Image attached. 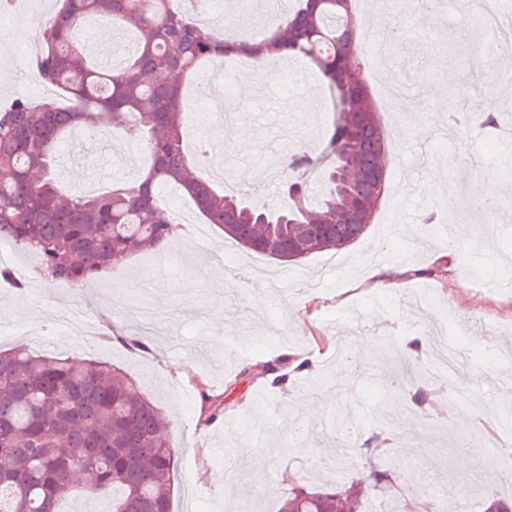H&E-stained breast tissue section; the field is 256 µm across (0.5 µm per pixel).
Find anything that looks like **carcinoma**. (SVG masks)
I'll list each match as a JSON object with an SVG mask.
<instances>
[{
	"instance_id": "cac0c4a2",
	"label": "carcinoma",
	"mask_w": 512,
	"mask_h": 512,
	"mask_svg": "<svg viewBox=\"0 0 512 512\" xmlns=\"http://www.w3.org/2000/svg\"><path fill=\"white\" fill-rule=\"evenodd\" d=\"M352 2L300 0L263 40L250 42L229 36L228 24L200 23L174 0H62L42 23V49L32 65L73 106L47 97L18 98L0 108V239L33 250L48 285L74 288L131 254L150 261L164 249L176 229L157 193L165 184L186 189L207 223L271 258L296 245L314 253L359 239L387 194V182L378 191L371 178L383 171L386 133L380 122L361 119L375 106ZM90 19L135 32L132 55L120 67L104 70L88 58L79 29ZM229 56L257 64L300 56L336 95L341 115L327 150L333 155L342 144L343 181L326 178L322 199L290 193L285 202H253L224 193L198 173L207 143L189 158L178 79L205 60ZM100 113L145 151L148 164L132 185L72 195L58 182L57 145L74 127L101 136ZM449 118L485 128L499 123L473 107ZM286 370L283 355L267 362L263 374L280 384ZM409 386L415 406L428 404L425 380ZM165 425L161 408L110 364L50 357L25 346L0 351V460L11 461L0 469V512H60V502L74 494L109 491L108 512H171L174 454ZM373 482L374 493L393 494L387 471L374 472ZM368 498L352 486L294 488L279 512H371ZM484 512H512V499L488 492Z\"/></svg>"
}]
</instances>
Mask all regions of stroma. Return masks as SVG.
Here are the masks:
<instances>
[{"label":"stroma","instance_id":"stroma-1","mask_svg":"<svg viewBox=\"0 0 512 512\" xmlns=\"http://www.w3.org/2000/svg\"><path fill=\"white\" fill-rule=\"evenodd\" d=\"M58 6L59 0H15L0 16V106L32 94L59 97L43 84L29 92L21 68L39 52L40 23ZM355 14L366 25L359 50L388 149L387 194L355 242L282 261L245 249L214 225H205L200 237L196 224H182L148 265L151 274L134 254L77 291L48 287L35 276L31 251L6 246L10 267L30 287L23 294L0 287V350L26 345L49 356L108 362L127 373L170 421L172 512H278L292 487L364 483L380 465L423 487L416 512H436L438 503L455 498L465 477L478 489L470 512H482V487L512 495L493 464L494 449L480 444L483 422L512 423V409L490 416L471 411L467 400L471 392L492 400L512 392V383H502L483 360L485 347L512 342V286L503 282L504 270L512 269V146L445 123L446 109L461 102L462 76L492 80L503 58L476 0H440L430 13L413 0H386L377 17L365 8ZM390 27L402 41L383 56L377 49ZM265 70L259 86L245 77L224 97L225 110L250 127L249 139L225 140L223 128L197 111L186 115L185 142L201 138L216 145L223 184L258 200L283 199L293 182L319 193L323 173L294 171L282 160L318 151L337 118L333 97L306 59L274 60ZM421 128L427 137L418 136ZM59 156L67 190L93 181L102 192L132 182L146 162L140 153L125 162L75 132L63 136ZM428 163L443 173L442 186L431 193L421 188ZM488 181L501 187L497 213L481 217L459 206ZM448 223L464 224L468 233L455 240L444 262L440 227ZM392 224L397 232H389ZM217 252L227 275L220 294L206 286ZM384 264L413 276L391 290L351 287V280ZM285 271L299 275V282L282 281ZM261 284L267 302L258 311L250 299ZM143 291L158 313L146 331L147 349L106 343L109 330L130 332ZM21 304L32 308L29 319H16ZM455 306L468 310L467 319L441 323V311ZM440 325L464 346L453 375L458 391L420 410L393 394L386 380L434 359L428 338ZM393 333L426 339L423 354L389 345ZM364 336L373 339L365 353L359 345ZM289 352L314 367L290 386L273 385L262 367ZM343 375L349 378L344 386L338 383ZM259 391L271 401L263 410L253 404ZM207 395L221 405L211 422L201 416ZM382 418L389 433L414 439L415 447L394 444L382 456L362 455L357 441L377 432ZM464 455L474 459L465 472L459 468Z\"/></svg>","mask_w":512,"mask_h":512}]
</instances>
